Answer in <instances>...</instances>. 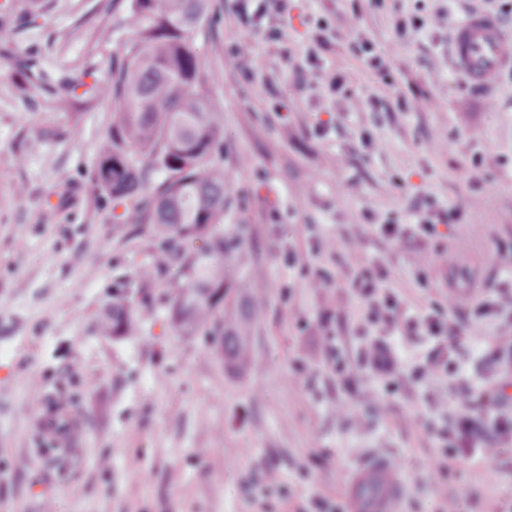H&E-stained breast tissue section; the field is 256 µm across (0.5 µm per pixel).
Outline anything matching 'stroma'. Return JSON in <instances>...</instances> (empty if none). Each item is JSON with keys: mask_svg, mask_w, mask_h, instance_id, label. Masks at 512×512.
<instances>
[{"mask_svg": "<svg viewBox=\"0 0 512 512\" xmlns=\"http://www.w3.org/2000/svg\"><path fill=\"white\" fill-rule=\"evenodd\" d=\"M106 0H0L17 28L0 55V505L6 512H345L344 471L369 455L390 457L406 480L402 512H512V440L488 434L492 458L445 456L423 429L426 398L466 403L446 379L415 382L373 403L340 396L325 359L322 292L331 278L337 344L359 304L350 267L378 256L412 306L447 303L452 288L488 293L512 269V70L476 91L451 69L440 11L461 19L480 0H288L281 42L252 28L242 0H211L213 26L197 41L207 91L224 120L225 224L259 286L253 359L229 371L220 341L182 335L171 323L173 289L140 275L160 248L148 225L127 223L93 181L112 105L78 97L62 106L50 88L61 70L112 76L131 37L127 5ZM425 16L414 42L393 28L395 11ZM324 28L323 57L345 72L352 96L336 101L299 78L304 51ZM374 41L391 74H369L351 49ZM249 40L262 76L231 72L229 52ZM34 55L47 83L32 86L14 56ZM381 101L379 111L366 102ZM327 122V136L316 131ZM383 144L371 159L360 134ZM480 156L494 158L487 170ZM462 210L448 246L426 251L429 288L411 254L375 236L364 213L410 216L419 198ZM327 237L335 252L310 245ZM151 319L129 336L99 323L113 290ZM274 474L279 494L266 490Z\"/></svg>", "mask_w": 512, "mask_h": 512, "instance_id": "35a3bbf8", "label": "stroma"}]
</instances>
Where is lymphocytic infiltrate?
<instances>
[{
    "label": "lymphocytic infiltrate",
    "instance_id": "f902f5d3",
    "mask_svg": "<svg viewBox=\"0 0 512 512\" xmlns=\"http://www.w3.org/2000/svg\"><path fill=\"white\" fill-rule=\"evenodd\" d=\"M324 45L322 36L314 37L301 69L303 80L311 86L326 85L336 96L350 97L352 91L347 76L339 70H328L324 64L321 55ZM369 221L380 239L418 252L438 237V227L447 223L448 211L428 197L416 205L412 223H402L395 213L373 215ZM348 294L361 308V315L353 326L357 340L353 356H346L337 347L332 329H325L322 341L336 374L337 389L357 392L362 398L367 396L374 378L389 380L399 374L398 339H406L418 349L411 362V380L422 382L444 377L457 387L466 383L462 369L467 355L462 341L465 320L512 332L511 278L496 283L492 292L481 298L466 315L436 303L416 308L391 286L387 264L375 258L351 271ZM509 351L512 352V342L502 341L489 355L488 387L476 391L472 405L451 411L435 398H428L426 407L430 417L425 426L436 433L447 453L478 456L484 434L471 413L475 405L489 412L499 436L512 435V414L503 409L506 396L501 385L507 374L505 354Z\"/></svg>",
    "mask_w": 512,
    "mask_h": 512
}]
</instances>
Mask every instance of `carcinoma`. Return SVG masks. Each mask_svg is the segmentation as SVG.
Returning <instances> with one entry per match:
<instances>
[{"instance_id": "cac0c4a2", "label": "carcinoma", "mask_w": 512, "mask_h": 512, "mask_svg": "<svg viewBox=\"0 0 512 512\" xmlns=\"http://www.w3.org/2000/svg\"><path fill=\"white\" fill-rule=\"evenodd\" d=\"M208 0H131L127 24L133 38L112 63V82L87 84L62 73L65 95L78 89L112 104V121L99 145L95 184L115 205H131L134 224H150L168 248L155 265L176 283L170 297L173 324L185 336L221 327V354L235 370L251 362L256 311L241 295L254 288L226 273L223 120L204 92L211 74L201 61L197 30L207 21ZM162 180L144 191L149 172ZM206 239L197 250L183 243ZM124 299L112 305L101 329L127 336L134 322Z\"/></svg>"}]
</instances>
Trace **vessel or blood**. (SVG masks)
I'll return each mask as SVG.
<instances>
[{"label": "vessel or blood", "instance_id": "vessel-or-blood-1", "mask_svg": "<svg viewBox=\"0 0 512 512\" xmlns=\"http://www.w3.org/2000/svg\"><path fill=\"white\" fill-rule=\"evenodd\" d=\"M448 32L450 64L465 84L492 88L512 68V29L492 15L472 12L449 23ZM404 489L400 472L387 458L363 459L345 482L347 512H399Z\"/></svg>", "mask_w": 512, "mask_h": 512}]
</instances>
